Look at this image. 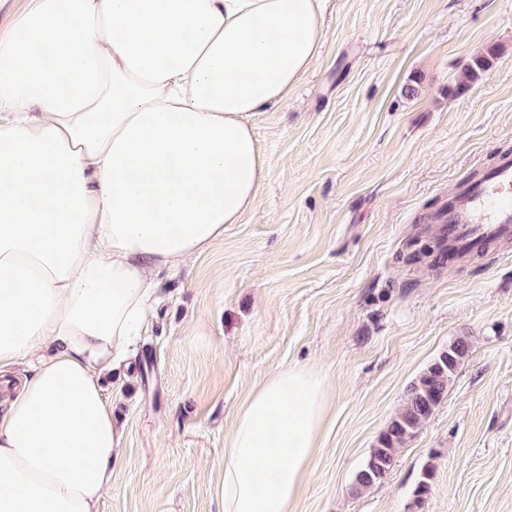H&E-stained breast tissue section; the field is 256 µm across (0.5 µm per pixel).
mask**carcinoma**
<instances>
[{"label": "carcinoma", "instance_id": "obj_1", "mask_svg": "<svg viewBox=\"0 0 512 512\" xmlns=\"http://www.w3.org/2000/svg\"><path fill=\"white\" fill-rule=\"evenodd\" d=\"M495 59L496 54L493 52L474 59L467 66L464 80L459 83L457 91H465L477 82L483 73L493 66ZM470 351L468 338L458 337L410 385L401 409L381 434L377 445L370 450L357 472L353 483L355 490L371 488L384 480L394 464L398 449L403 447L440 405L448 392V386L469 357ZM434 475L433 465L429 464L422 469L414 489L417 506H423Z\"/></svg>", "mask_w": 512, "mask_h": 512}]
</instances>
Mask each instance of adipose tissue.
Masks as SVG:
<instances>
[{
    "instance_id": "obj_1",
    "label": "adipose tissue",
    "mask_w": 512,
    "mask_h": 512,
    "mask_svg": "<svg viewBox=\"0 0 512 512\" xmlns=\"http://www.w3.org/2000/svg\"><path fill=\"white\" fill-rule=\"evenodd\" d=\"M321 0H30L0 35V512H97L121 434L98 376L155 276L239 223L268 174L245 116L284 103ZM329 411L303 366L226 438L224 512H292Z\"/></svg>"
}]
</instances>
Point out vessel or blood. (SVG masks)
I'll return each instance as SVG.
<instances>
[{"label":"vessel or blood","mask_w":512,"mask_h":512,"mask_svg":"<svg viewBox=\"0 0 512 512\" xmlns=\"http://www.w3.org/2000/svg\"><path fill=\"white\" fill-rule=\"evenodd\" d=\"M445 227L449 262L512 238V156L501 157L483 178L460 183L435 217Z\"/></svg>","instance_id":"b4317fda"}]
</instances>
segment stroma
I'll return each mask as SVG.
<instances>
[{
    "label": "stroma",
    "mask_w": 512,
    "mask_h": 512,
    "mask_svg": "<svg viewBox=\"0 0 512 512\" xmlns=\"http://www.w3.org/2000/svg\"><path fill=\"white\" fill-rule=\"evenodd\" d=\"M248 122L263 189L161 271L135 350L102 377L122 451L97 512H223L234 413L291 365L330 394L295 512H512V240L452 267L432 221L460 180L512 154V0H326L308 71ZM459 336L471 354L442 403L386 478L353 492L409 385ZM497 54L494 52L489 53L488 56L478 57L467 66L464 80L459 83L457 93L467 90L472 84L477 82L483 73L488 71L494 63Z\"/></svg>",
    "instance_id": "35a3bbf8"
}]
</instances>
